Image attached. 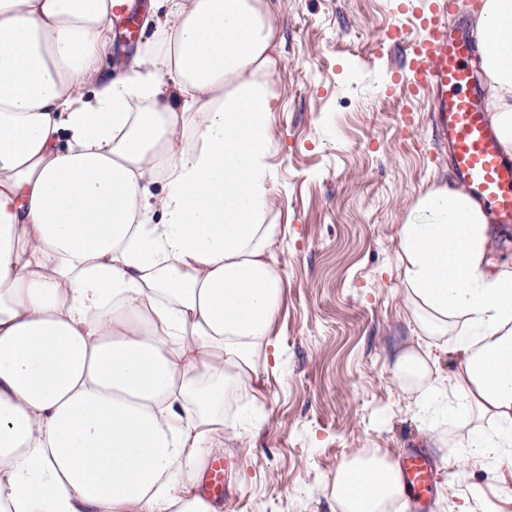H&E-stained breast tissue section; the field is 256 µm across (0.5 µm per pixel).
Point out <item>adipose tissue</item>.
Masks as SVG:
<instances>
[{"instance_id": "adipose-tissue-1", "label": "adipose tissue", "mask_w": 512, "mask_h": 512, "mask_svg": "<svg viewBox=\"0 0 512 512\" xmlns=\"http://www.w3.org/2000/svg\"><path fill=\"white\" fill-rule=\"evenodd\" d=\"M117 0H0V512H222L199 490L263 393L285 283L270 217L276 0H151L119 77ZM487 112L512 157V0H483ZM460 187L399 227L418 331L393 377L466 459L512 451V264ZM458 366L448 377L432 353ZM340 512H394L380 450L336 471ZM145 17L142 18L140 23L141 25V38L135 45L126 44L119 35L118 29H116L115 24H111L112 28V48L110 54V60L108 64L105 63V71L109 72L111 68L112 59L114 62H123L128 60L133 54L137 51V48L140 44H142L146 39H148L153 32V25L145 23Z\"/></svg>"}]
</instances>
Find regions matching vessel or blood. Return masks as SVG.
<instances>
[{
    "label": "vessel or blood",
    "instance_id": "vessel-or-blood-1",
    "mask_svg": "<svg viewBox=\"0 0 512 512\" xmlns=\"http://www.w3.org/2000/svg\"><path fill=\"white\" fill-rule=\"evenodd\" d=\"M466 0H433L416 19L424 35L413 38L400 27L391 35L405 46V74L396 86L407 97L427 93L433 101L437 139L448 148V163L475 201L495 224L512 226V160L505 158L489 128L468 60L473 45L467 31L450 19L464 13ZM400 469L414 501L425 500L436 482L431 457L423 451L405 454ZM228 464L208 466L205 490L222 496Z\"/></svg>",
    "mask_w": 512,
    "mask_h": 512
}]
</instances>
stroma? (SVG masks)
<instances>
[{"label":"stroma","mask_w":512,"mask_h":512,"mask_svg":"<svg viewBox=\"0 0 512 512\" xmlns=\"http://www.w3.org/2000/svg\"><path fill=\"white\" fill-rule=\"evenodd\" d=\"M432 0H279L271 87V216L286 288L259 430L229 454L223 512H337L334 478L352 453L399 459L424 448L441 467L428 512H512V456L474 462L448 428L436 447L395 384L417 332L401 291L398 228L412 203L453 181L425 100L394 90L402 49Z\"/></svg>","instance_id":"stroma-1"}]
</instances>
